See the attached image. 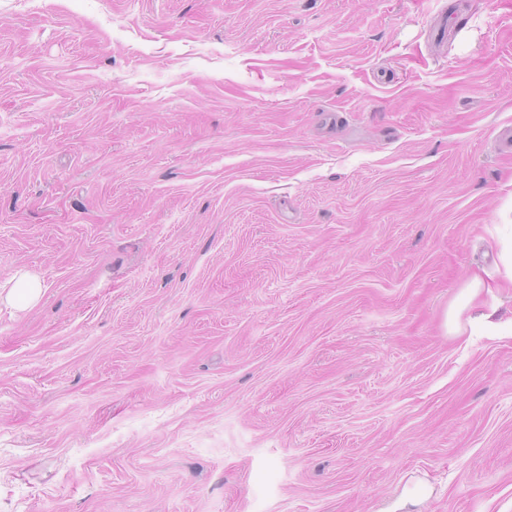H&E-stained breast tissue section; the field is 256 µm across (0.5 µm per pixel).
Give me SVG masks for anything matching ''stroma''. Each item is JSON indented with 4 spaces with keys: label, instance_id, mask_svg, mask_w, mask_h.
I'll return each instance as SVG.
<instances>
[{
    "label": "stroma",
    "instance_id": "1",
    "mask_svg": "<svg viewBox=\"0 0 512 512\" xmlns=\"http://www.w3.org/2000/svg\"><path fill=\"white\" fill-rule=\"evenodd\" d=\"M511 134L512 0H0V512H512ZM44 293L42 279L36 273L20 270L0 285V305L25 310L38 304ZM484 289L485 286L478 277L473 278L464 289L471 302L479 298L484 291L486 292V295L480 301L481 311L477 315L468 318L471 327L495 325L494 319L498 313L499 299L490 288Z\"/></svg>",
    "mask_w": 512,
    "mask_h": 512
}]
</instances>
